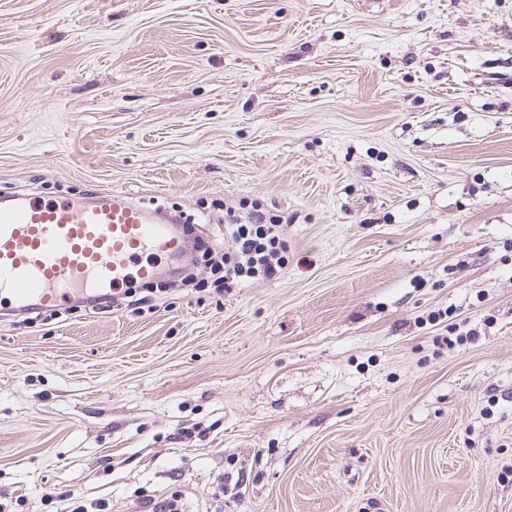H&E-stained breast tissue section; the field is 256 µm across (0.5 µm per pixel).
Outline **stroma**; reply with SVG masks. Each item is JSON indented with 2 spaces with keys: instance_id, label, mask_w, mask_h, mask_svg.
Segmentation results:
<instances>
[{
  "instance_id": "1",
  "label": "stroma",
  "mask_w": 512,
  "mask_h": 512,
  "mask_svg": "<svg viewBox=\"0 0 512 512\" xmlns=\"http://www.w3.org/2000/svg\"><path fill=\"white\" fill-rule=\"evenodd\" d=\"M16 191L195 222L0 305V512H512V0H0ZM243 203L288 262L219 293Z\"/></svg>"
}]
</instances>
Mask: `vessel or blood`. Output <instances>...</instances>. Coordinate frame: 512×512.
<instances>
[{
    "mask_svg": "<svg viewBox=\"0 0 512 512\" xmlns=\"http://www.w3.org/2000/svg\"><path fill=\"white\" fill-rule=\"evenodd\" d=\"M182 221L122 193L93 202L0 197V299L53 310L89 291L155 278L156 260L184 247Z\"/></svg>",
    "mask_w": 512,
    "mask_h": 512,
    "instance_id": "1",
    "label": "vessel or blood"
}]
</instances>
